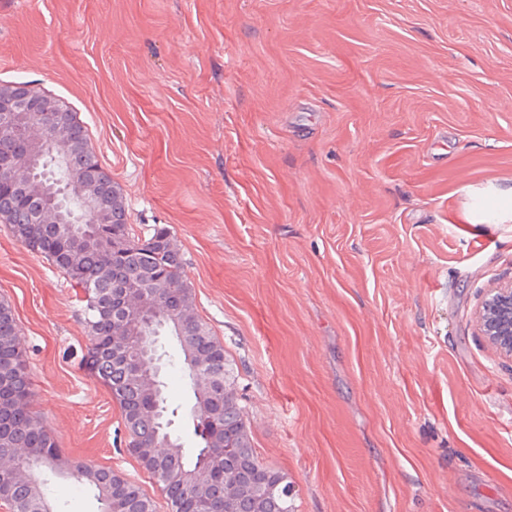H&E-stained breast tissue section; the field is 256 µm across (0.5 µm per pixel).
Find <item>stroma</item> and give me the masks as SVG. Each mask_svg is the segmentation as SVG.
Wrapping results in <instances>:
<instances>
[{"label": "stroma", "instance_id": "stroma-1", "mask_svg": "<svg viewBox=\"0 0 512 512\" xmlns=\"http://www.w3.org/2000/svg\"><path fill=\"white\" fill-rule=\"evenodd\" d=\"M84 125L171 231L297 512H512V0H0V84ZM30 409L163 493L87 366L85 304L0 223ZM477 325L482 335L501 353L512 357V281L486 295Z\"/></svg>", "mask_w": 512, "mask_h": 512}]
</instances>
